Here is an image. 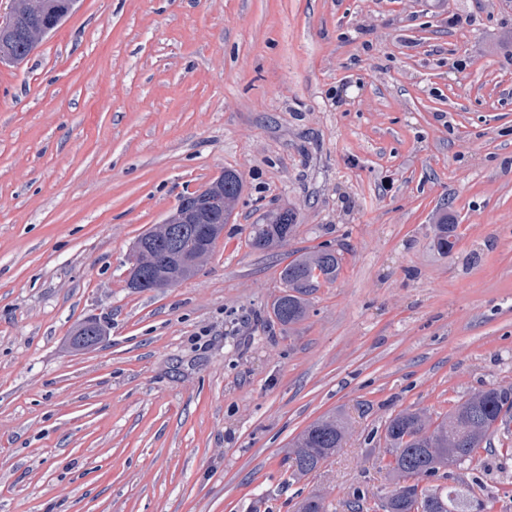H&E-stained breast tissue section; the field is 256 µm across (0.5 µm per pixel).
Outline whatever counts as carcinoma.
<instances>
[{"label": "carcinoma", "mask_w": 512, "mask_h": 512, "mask_svg": "<svg viewBox=\"0 0 512 512\" xmlns=\"http://www.w3.org/2000/svg\"><path fill=\"white\" fill-rule=\"evenodd\" d=\"M63 0H15L16 22L0 35V62L17 64L35 48L34 26L60 10ZM241 190V178L234 170L224 171V219H229ZM436 247L444 254L457 244L456 225L438 224ZM295 230V214L283 209L269 215L264 224H255L250 245L265 250L280 245ZM340 269L335 252L323 249L290 261L281 273L284 290L273 304L274 317L284 325L300 321L307 313V296L323 282L336 280ZM512 407V386L486 388L459 403L446 418L432 424L425 414L402 411L390 417L384 428L387 468L396 478L394 489L368 506V495L353 489L345 502L348 512H485L487 505L471 497L468 488L441 485L421 487L410 482L440 475L450 466L471 464L478 449L487 447L490 436L503 423V411ZM347 423L334 413L309 424L291 443L286 461L291 475L299 479L318 469L342 447ZM298 512H326L325 498L309 494L298 505Z\"/></svg>", "instance_id": "carcinoma-1"}]
</instances>
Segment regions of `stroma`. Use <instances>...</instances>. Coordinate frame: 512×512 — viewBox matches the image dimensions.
Masks as SVG:
<instances>
[{"mask_svg": "<svg viewBox=\"0 0 512 512\" xmlns=\"http://www.w3.org/2000/svg\"><path fill=\"white\" fill-rule=\"evenodd\" d=\"M456 24H449V17ZM243 181L195 275L138 291L136 239ZM295 231L253 249L252 225ZM455 224L451 254L432 243ZM334 282L280 324L283 268ZM95 318L108 332L74 349ZM512 386V0H80L0 63V512H348L392 489L384 425ZM346 443L288 477L328 414ZM468 485L512 512V408ZM215 182L216 179L213 182H211L209 186ZM219 182H221L224 187V223H226V221L228 222L232 214L234 202L236 201L240 193L241 178L239 174L234 170H224V175H221L217 179L216 185L219 184ZM266 224H255L250 233V245L265 250L280 245L290 238L295 230V214L283 209L269 215ZM339 269L338 256L328 249L290 261L281 273L285 289L273 304L274 317L284 325L300 321L307 313L306 297L321 282L335 281ZM347 423L336 413L321 416L309 424L291 443L286 463L291 475L299 479L318 469L342 448Z\"/></svg>", "mask_w": 512, "mask_h": 512, "instance_id": "1", "label": "stroma"}]
</instances>
